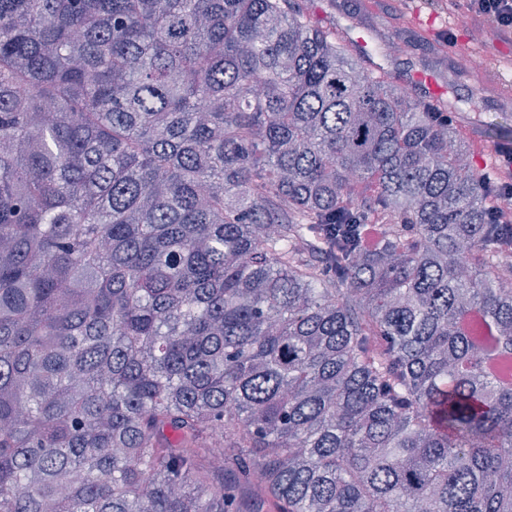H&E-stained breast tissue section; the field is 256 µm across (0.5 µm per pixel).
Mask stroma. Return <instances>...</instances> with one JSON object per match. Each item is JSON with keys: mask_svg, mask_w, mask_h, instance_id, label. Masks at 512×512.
Segmentation results:
<instances>
[{"mask_svg": "<svg viewBox=\"0 0 512 512\" xmlns=\"http://www.w3.org/2000/svg\"><path fill=\"white\" fill-rule=\"evenodd\" d=\"M331 22L351 35L363 36L370 52L401 86L416 85L418 76L432 77L449 109L468 112L477 137H464V145L481 169H495L497 157L492 146L504 143L496 134L499 125L512 126V105L501 104L484 88V76H501L512 71V43L504 44L489 27H482L480 39H473L469 28L458 26L455 16L443 9L440 0H411L401 9L398 0H319ZM453 31L465 47L469 65L452 72L447 56L438 55V33ZM409 41L404 53H388L390 38Z\"/></svg>", "mask_w": 512, "mask_h": 512, "instance_id": "35a3bbf8", "label": "stroma"}]
</instances>
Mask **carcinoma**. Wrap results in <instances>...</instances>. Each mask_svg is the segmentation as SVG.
<instances>
[{"mask_svg":"<svg viewBox=\"0 0 512 512\" xmlns=\"http://www.w3.org/2000/svg\"><path fill=\"white\" fill-rule=\"evenodd\" d=\"M486 196L307 0H0V512H512Z\"/></svg>","mask_w":512,"mask_h":512,"instance_id":"carcinoma-1","label":"carcinoma"}]
</instances>
